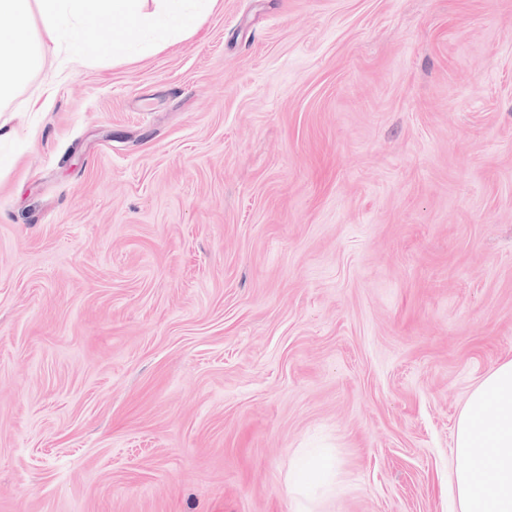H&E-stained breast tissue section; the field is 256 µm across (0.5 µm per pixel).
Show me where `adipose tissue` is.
I'll use <instances>...</instances> for the list:
<instances>
[{
	"instance_id": "adipose-tissue-1",
	"label": "adipose tissue",
	"mask_w": 512,
	"mask_h": 512,
	"mask_svg": "<svg viewBox=\"0 0 512 512\" xmlns=\"http://www.w3.org/2000/svg\"><path fill=\"white\" fill-rule=\"evenodd\" d=\"M462 512H512V360L494 367L472 393L455 439L452 477ZM336 464L326 453L305 456L288 493L297 512L334 491Z\"/></svg>"
}]
</instances>
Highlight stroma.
Instances as JSON below:
<instances>
[{"mask_svg":"<svg viewBox=\"0 0 512 512\" xmlns=\"http://www.w3.org/2000/svg\"><path fill=\"white\" fill-rule=\"evenodd\" d=\"M0 128V512H295L314 448L313 512H461L512 359V0H217L48 50ZM335 459L327 453L307 455L297 468H294L288 483V493L297 503V512H310L306 502L317 494L335 490Z\"/></svg>","mask_w":512,"mask_h":512,"instance_id":"35a3bbf8","label":"stroma"}]
</instances>
